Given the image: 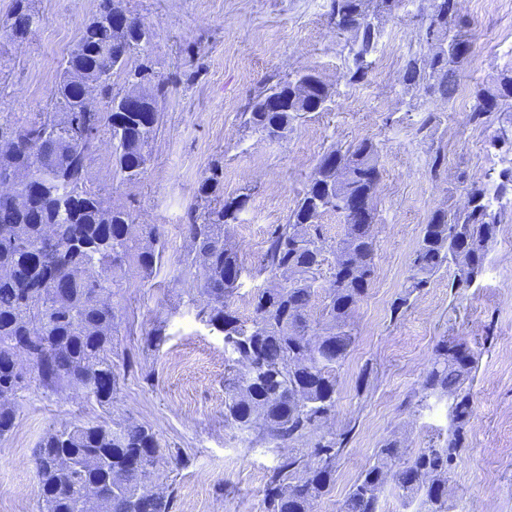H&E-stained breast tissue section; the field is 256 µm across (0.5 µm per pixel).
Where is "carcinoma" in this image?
<instances>
[{
    "label": "carcinoma",
    "mask_w": 512,
    "mask_h": 512,
    "mask_svg": "<svg viewBox=\"0 0 512 512\" xmlns=\"http://www.w3.org/2000/svg\"><path fill=\"white\" fill-rule=\"evenodd\" d=\"M9 26L12 37L27 35L36 23L24 0ZM399 0H332L331 16L341 30L354 33L350 83L364 80L367 58L377 50L381 30L378 16L390 14ZM446 20L426 31V43L447 42V50L407 61L403 80L422 84L435 97L448 101L458 88L470 52V43L453 31L456 0H438ZM133 18L128 38H112L103 11L82 24L81 35L62 63L51 111L26 121L0 122V178L17 176L32 164L44 175L58 174L42 194L26 197L22 183L16 196H0V390L13 400L0 404V440L16 425V397L27 389L13 359L29 327L38 337L26 347L36 360L35 374L42 388L53 394L81 390L100 405L112 404L116 387L114 336L118 317L113 303H103L126 283L130 267L150 279L160 272L164 241L159 228L136 224L120 206L105 207L101 195L88 185L87 160L101 133L112 140L115 172L128 183L138 181L148 161L146 148L158 127L146 129L135 115L115 108L111 78L115 71L126 79L143 67L148 51L140 41ZM75 71L96 81L107 99L106 111L79 112L80 88L65 75ZM293 79L263 86L261 94L285 97L280 112H259V98L247 110L246 126L270 138L285 137L294 122L317 107L292 98ZM501 97L512 98V75L504 76L501 90L481 88L474 94L471 120L479 121L498 109ZM343 166L353 172L345 195L329 186L331 175L320 167L285 224L271 232L264 270L281 283L253 297V317L240 320L227 300L238 289L224 281V270L242 267L239 247L226 227L238 220L249 195L227 198L202 212L192 210L183 225L190 251L184 263L195 269L196 284L189 301L207 326L224 334V343L238 355L245 372L229 385L225 416L241 431L266 436L279 448L320 428V420L336 407L337 374L356 341L352 313L366 293L375 269L377 208L354 219L344 215V234L332 254L325 255L319 220L329 212L345 210V198H373L380 180L378 147L361 140L345 150L336 149ZM470 207L435 210L425 224L405 295L399 306L425 287L442 267H454L458 288L471 286L483 273L489 244L501 223L505 182L471 184L466 188ZM52 226L53 251L46 255L42 226ZM313 227L312 248L300 250L293 242ZM326 274L334 287L325 289L321 309V348L304 356L313 329L309 309L317 295L314 282ZM476 358L458 340H444L434 348L430 368L421 384L425 395L453 397L452 425L441 448H425L414 460L396 469V443L379 449L378 460L351 486L342 512H378L381 492L388 482L410 493H422L424 512H445V500L434 485L446 482L453 450L460 447L471 415V394L465 387L472 378ZM344 440L320 436L313 457L283 454L269 474L261 512H311L313 502L329 488ZM66 456L70 466L55 468ZM162 458L153 428L136 421L112 427L99 421L66 422L48 429L32 450L39 512H78L80 501L95 489L100 493L98 512H171L172 496L145 490L144 470Z\"/></svg>",
    "instance_id": "carcinoma-1"
}]
</instances>
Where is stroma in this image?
Here are the masks:
<instances>
[{
	"label": "stroma",
	"instance_id": "stroma-1",
	"mask_svg": "<svg viewBox=\"0 0 512 512\" xmlns=\"http://www.w3.org/2000/svg\"><path fill=\"white\" fill-rule=\"evenodd\" d=\"M100 0H29L38 22L25 39L5 31L15 0H0V116L31 121L50 111L60 64L81 24ZM154 32L153 67L167 84L158 98L159 131L140 180L113 174L112 147L101 137L87 178L106 202L139 224L158 225L164 264L149 280L131 275L114 295L119 317L115 351L117 391L99 405L73 392L44 393L31 383L19 400L16 426L0 441V512H38L31 450L49 428L73 420L150 425L166 458L153 483L173 493L172 512H261L267 477L279 449L260 437L244 439L225 417L227 383L240 370L221 333L197 316L187 292L182 233L190 209L248 193L228 232L245 268L228 303L241 320L252 298L270 285L262 272L268 238L286 223L321 156L362 139L379 150L375 274L354 313L356 342L338 373V399L328 432L345 435L328 491L312 512H340L360 473L379 448L397 443L400 463L438 448L452 424L450 397L425 396L421 383L435 346L464 342L477 364L472 415L448 468L447 512H512V246L490 244L484 271L467 288L442 268L426 288L406 294L412 260L432 212L458 210L466 185L499 179L512 169V151L497 136L512 126V99L483 122L470 119L475 87L497 90L512 73V0H458V20L471 54L451 100L402 81L410 56L428 54L422 18L428 0H400L383 18L365 81L348 83L349 32L336 28L331 0H123ZM299 71L317 74L331 98L308 112L288 138L249 130L244 112L264 80ZM442 156L433 167L434 156ZM224 178L212 194L200 191L213 166ZM408 303L393 305L400 296ZM162 327L160 344L149 341ZM182 453L181 465L168 455Z\"/></svg>",
	"mask_w": 512,
	"mask_h": 512
}]
</instances>
